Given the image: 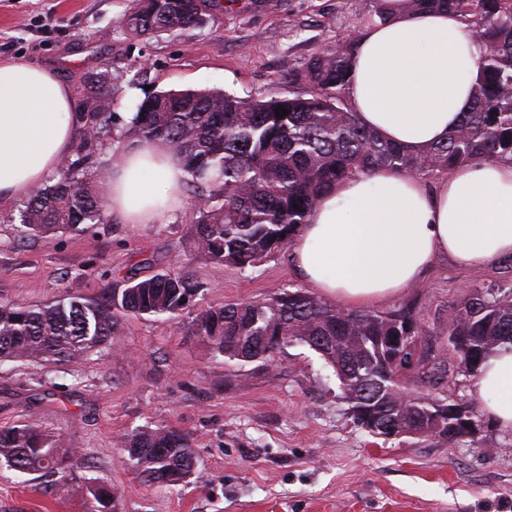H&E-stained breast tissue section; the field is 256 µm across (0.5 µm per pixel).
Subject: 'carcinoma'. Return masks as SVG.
Instances as JSON below:
<instances>
[{
	"instance_id": "cac0c4a2",
	"label": "carcinoma",
	"mask_w": 512,
	"mask_h": 512,
	"mask_svg": "<svg viewBox=\"0 0 512 512\" xmlns=\"http://www.w3.org/2000/svg\"><path fill=\"white\" fill-rule=\"evenodd\" d=\"M216 0H130L129 32L157 36L188 30ZM445 9L457 14L482 47L474 104L446 139L413 153L385 141L360 123L347 98L356 38L312 57L302 71L288 70V83H304L305 95L267 99L221 91H162L146 97L129 124L117 127L103 112L108 98L94 91L98 111L88 113L98 132L85 138L77 158L28 195L21 212L22 237H42L103 224L107 210L99 186L102 174L85 168L103 138L159 141L182 159L186 184L199 189L189 246L210 260L244 270L283 250L305 223L318 197L337 182L381 169L418 177L447 173L471 159H512V0H371L353 32L398 13ZM288 115L276 114L277 107ZM194 295L188 277L156 274L134 280L105 300L75 298L49 305L0 304V361L65 364L98 348H110L121 334L120 315L182 312ZM416 327L413 311L348 312L301 291L263 302L204 309L191 320L194 335L217 356L267 362L282 346L299 342L330 366L349 403L353 421L371 434L368 409L397 428L422 430L421 412L438 403L456 407L450 396L406 394L402 385L412 354L393 360L388 337ZM448 348L466 366L454 340L485 358L512 342V288L473 289V296L448 321ZM407 395L408 408L399 398ZM76 451L34 424L0 429V463L24 473L58 472ZM124 456L147 481L175 485L192 471L189 439L170 427L144 428L124 444ZM83 494L112 512L109 489L89 484Z\"/></svg>"
}]
</instances>
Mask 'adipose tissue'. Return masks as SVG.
I'll use <instances>...</instances> for the list:
<instances>
[{
  "label": "adipose tissue",
  "mask_w": 512,
  "mask_h": 512,
  "mask_svg": "<svg viewBox=\"0 0 512 512\" xmlns=\"http://www.w3.org/2000/svg\"><path fill=\"white\" fill-rule=\"evenodd\" d=\"M480 46L446 11L397 15L355 46L347 93L360 121L411 152L442 141L473 101ZM70 87L54 70L0 60V206L58 169L81 135ZM108 208L129 224L181 208L178 157L142 140L115 153ZM443 254L461 268L512 258V161L474 159L428 187L379 170L323 192L291 244L304 281L347 309L390 298ZM475 398L512 429V344L494 350Z\"/></svg>",
  "instance_id": "1"
}]
</instances>
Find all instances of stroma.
<instances>
[{"instance_id":"1","label":"stroma","mask_w":512,"mask_h":512,"mask_svg":"<svg viewBox=\"0 0 512 512\" xmlns=\"http://www.w3.org/2000/svg\"><path fill=\"white\" fill-rule=\"evenodd\" d=\"M369 0H219L201 25L131 36L129 0H0V59L52 70L91 109L89 85L129 123L148 92L221 90L239 96L307 93L288 69L335 48ZM153 224H104L47 238L20 235L22 201L0 206V303L35 307L71 295L101 299L163 272L200 288L177 316L121 318L118 348L65 365L0 362V429L34 423L76 450L66 472L0 465V512H88L80 488L111 486L118 512H512V431L482 419L474 439L368 435L349 412L331 367L291 343L271 365L211 353L190 322L202 309L308 291L290 250L238 271L191 251L195 194ZM512 288V259L463 269L435 256L421 284L369 304L413 309L436 360L455 363L448 320L472 288ZM190 440L180 485L146 483L123 457L145 427Z\"/></svg>"}]
</instances>
